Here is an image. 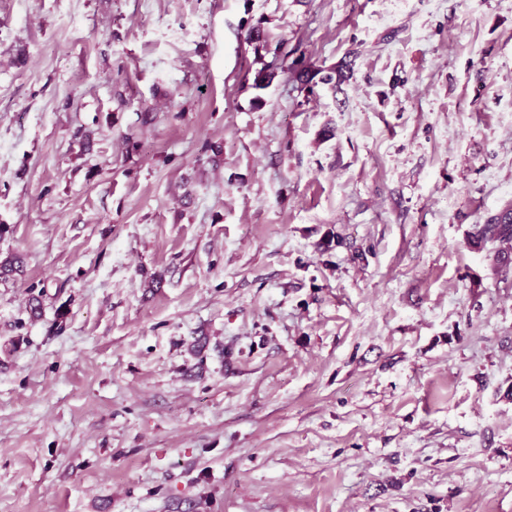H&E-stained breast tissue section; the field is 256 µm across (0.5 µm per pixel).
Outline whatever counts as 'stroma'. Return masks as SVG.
<instances>
[{"label":"stroma","mask_w":512,"mask_h":512,"mask_svg":"<svg viewBox=\"0 0 512 512\" xmlns=\"http://www.w3.org/2000/svg\"><path fill=\"white\" fill-rule=\"evenodd\" d=\"M511 199L512 0H0V512H512ZM481 225L484 226L474 236L477 243L490 242L498 246L493 256V271L506 273L512 263V202L505 203L496 216Z\"/></svg>","instance_id":"1"}]
</instances>
